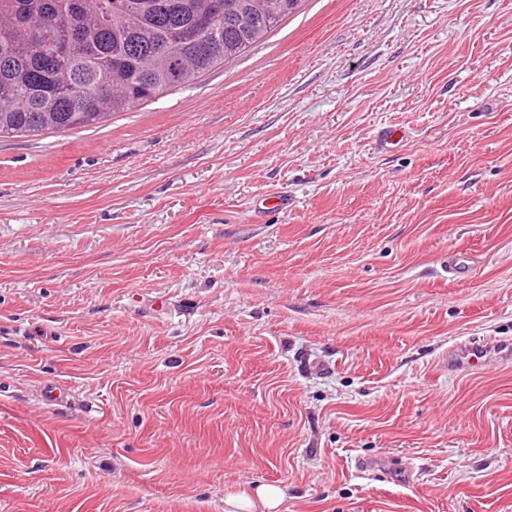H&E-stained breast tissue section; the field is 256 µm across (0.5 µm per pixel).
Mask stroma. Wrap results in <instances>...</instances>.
Returning a JSON list of instances; mask_svg holds the SVG:
<instances>
[{
  "mask_svg": "<svg viewBox=\"0 0 512 512\" xmlns=\"http://www.w3.org/2000/svg\"><path fill=\"white\" fill-rule=\"evenodd\" d=\"M499 337L512 0H306L192 87L0 141V512L260 483L278 512H512V361L442 364ZM260 507L265 512L276 510L283 499L286 497V488L284 486L272 484H260L254 492Z\"/></svg>",
  "mask_w": 512,
  "mask_h": 512,
  "instance_id": "obj_1",
  "label": "stroma"
}]
</instances>
